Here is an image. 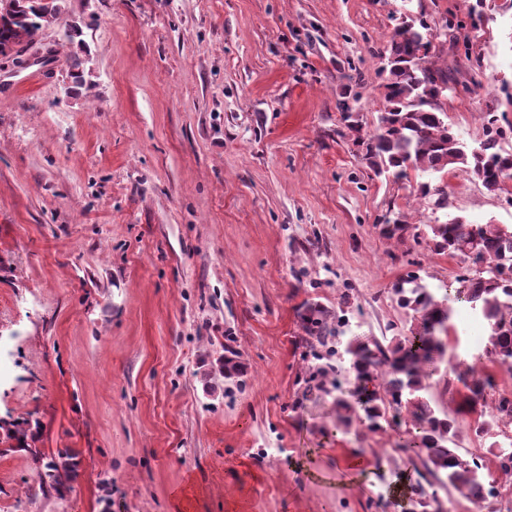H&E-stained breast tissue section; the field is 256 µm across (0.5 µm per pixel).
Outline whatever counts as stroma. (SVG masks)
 Returning a JSON list of instances; mask_svg holds the SVG:
<instances>
[{"label":"stroma","instance_id":"obj_1","mask_svg":"<svg viewBox=\"0 0 512 512\" xmlns=\"http://www.w3.org/2000/svg\"><path fill=\"white\" fill-rule=\"evenodd\" d=\"M472 2L62 0L19 60L0 57V512H407L404 430L337 429L301 315L342 311L348 336L406 327L401 277L445 288L469 265L427 225L512 226V178L448 175L439 209L424 175L365 158L405 17L437 36L464 142L485 112L512 120V0L478 22ZM228 335L240 380L215 367ZM431 383L475 447L466 388L444 367ZM17 419L23 445L3 428ZM66 448L69 490L41 491ZM357 452L369 470L350 469ZM80 466L78 456L69 450H60L57 455L45 463L44 471L38 472L39 487L44 491L47 486L62 493L67 489L66 483L77 473Z\"/></svg>","mask_w":512,"mask_h":512}]
</instances>
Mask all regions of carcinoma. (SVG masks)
<instances>
[{"instance_id":"1","label":"carcinoma","mask_w":512,"mask_h":512,"mask_svg":"<svg viewBox=\"0 0 512 512\" xmlns=\"http://www.w3.org/2000/svg\"><path fill=\"white\" fill-rule=\"evenodd\" d=\"M14 20L4 31V41L29 43L40 29L55 19L61 0H12ZM435 49L424 22L413 19L397 25L389 39L383 69L385 106L380 112L376 132L366 145L370 165L378 176L396 180L413 169L422 174L450 171L476 179L490 192L500 189L512 177V152L501 146L503 130L512 134V123L503 126L498 115L486 113L484 139L470 148L433 105L438 84L455 85L448 69L431 60ZM442 179L422 183L425 197L444 208L448 192ZM433 250L470 260L474 275L458 276V288L445 292L428 287L420 276L409 273L393 288L398 307L410 317L407 332L391 336H349L341 339L340 317L316 305L302 316L308 354L318 364L312 367L310 380L331 392L339 387L345 372L354 381L353 401L336 399V428L347 430L364 425L372 432L384 430L392 422L406 427L409 435L401 447L403 460L413 473L407 495L418 512H447L445 500L457 498L469 503L480 500L487 512L512 495V439L500 432L512 426V393H495L491 425L477 413L472 423L475 434L490 438L484 454L477 456L458 448L455 421L440 407L430 378L438 364L448 359V338L453 304L466 303L487 325L488 362L512 368V226L487 222L472 224L456 217L441 224L426 225ZM226 337L221 372L231 379L246 373L240 352ZM348 363L341 368L338 361ZM475 376L472 383V407L488 404L486 389L493 387L492 376H478L476 367L466 366ZM78 456L60 450L38 473L39 487L61 493L77 473Z\"/></svg>"}]
</instances>
